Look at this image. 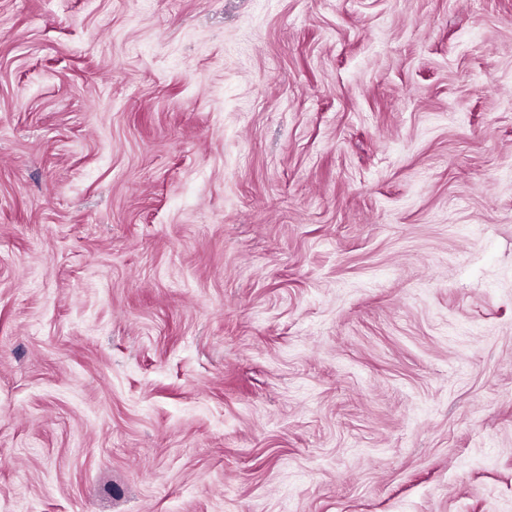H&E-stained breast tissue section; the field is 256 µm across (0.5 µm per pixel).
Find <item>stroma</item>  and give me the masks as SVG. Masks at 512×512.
<instances>
[{"label": "stroma", "instance_id": "obj_1", "mask_svg": "<svg viewBox=\"0 0 512 512\" xmlns=\"http://www.w3.org/2000/svg\"><path fill=\"white\" fill-rule=\"evenodd\" d=\"M0 512H512V0H0Z\"/></svg>", "mask_w": 512, "mask_h": 512}]
</instances>
